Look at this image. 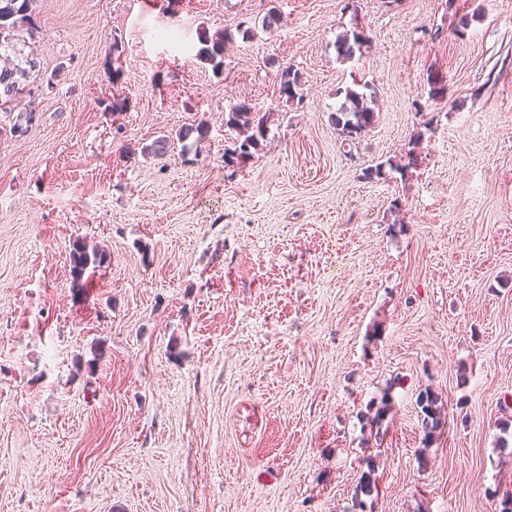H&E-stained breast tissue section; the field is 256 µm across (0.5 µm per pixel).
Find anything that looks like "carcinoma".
Listing matches in <instances>:
<instances>
[{
    "label": "carcinoma",
    "mask_w": 512,
    "mask_h": 512,
    "mask_svg": "<svg viewBox=\"0 0 512 512\" xmlns=\"http://www.w3.org/2000/svg\"><path fill=\"white\" fill-rule=\"evenodd\" d=\"M36 0H0V112L16 110L19 101L30 96L35 88L32 78L39 71L40 61L32 53H24L26 39L33 37L36 30ZM234 39L232 32L222 30L215 35L202 38L203 47L198 53L200 61L211 65L216 74L224 73V49ZM369 37L364 29L340 35L336 41V51L343 60H350L358 53H363L368 46ZM302 78L291 66L281 69L279 95L288 102L302 101L299 90ZM375 97L355 90L346 91L345 102L340 105L334 116L336 129L346 141H353L377 118L373 107ZM269 113L255 112L246 102H239L230 107L224 116V125L238 132L234 147L224 150V167L237 169L244 161L257 153L266 137ZM207 134L205 123L180 128L176 136L163 135L155 141L150 151L157 156L169 152L174 141L184 143L192 136L199 138ZM107 255L75 240L70 253L71 276L74 285H79L85 272L100 268L106 263ZM417 405L421 412V424L424 443L436 441L447 427L446 413L439 393L426 389L419 393ZM388 396H383L380 407L367 420L366 425L380 435V429L388 412ZM366 470L362 472L354 490V502L360 512H366V499L377 491L376 466L372 459L365 462Z\"/></svg>",
    "instance_id": "obj_1"
}]
</instances>
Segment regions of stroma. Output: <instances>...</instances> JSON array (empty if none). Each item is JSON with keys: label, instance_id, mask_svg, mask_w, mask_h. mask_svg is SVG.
I'll use <instances>...</instances> for the list:
<instances>
[{"label": "stroma", "instance_id": "1", "mask_svg": "<svg viewBox=\"0 0 512 512\" xmlns=\"http://www.w3.org/2000/svg\"><path fill=\"white\" fill-rule=\"evenodd\" d=\"M272 8L223 74L200 63L201 35ZM36 19V117L19 135L0 113V512H357L369 457L371 512H499L512 0H37ZM358 22L368 48L338 59ZM366 85L377 120L344 142L332 115ZM242 101L270 122L230 178ZM78 239L107 254L80 288ZM424 389L448 421L429 445ZM301 86L302 78L297 70L293 69L291 66H285L281 69L279 83L280 97H285L286 102H291L292 104L295 101L300 103L303 99L302 95L299 93ZM365 465L367 469L360 475L354 490L355 506L358 507L360 512H367L364 510L366 507L365 498H371L374 492L378 491L376 485L375 463L371 458H367Z\"/></svg>", "mask_w": 512, "mask_h": 512}]
</instances>
